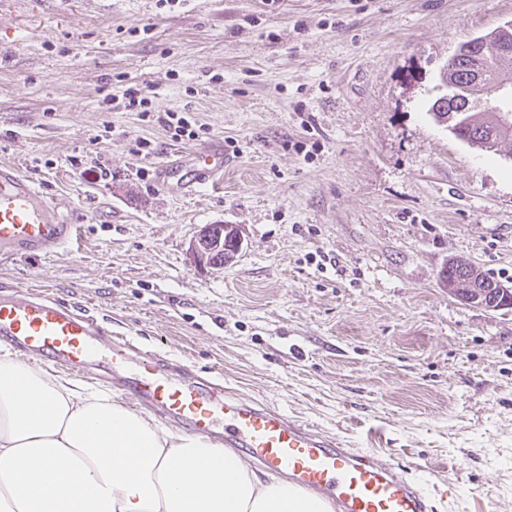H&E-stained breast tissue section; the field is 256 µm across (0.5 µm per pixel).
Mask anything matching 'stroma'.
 <instances>
[{
  "label": "stroma",
  "mask_w": 512,
  "mask_h": 512,
  "mask_svg": "<svg viewBox=\"0 0 512 512\" xmlns=\"http://www.w3.org/2000/svg\"><path fill=\"white\" fill-rule=\"evenodd\" d=\"M510 21L512 0H0V164L95 216L46 260L0 258V285L222 373L392 464L432 512H512V307L441 276L463 259L512 288V154L428 113L455 50ZM132 85L200 137L105 103ZM216 140L236 146L222 185L155 187ZM94 149L107 180L75 163ZM209 224L243 238L220 269L189 256Z\"/></svg>",
  "instance_id": "obj_1"
}]
</instances>
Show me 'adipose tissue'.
Instances as JSON below:
<instances>
[{"mask_svg":"<svg viewBox=\"0 0 512 512\" xmlns=\"http://www.w3.org/2000/svg\"><path fill=\"white\" fill-rule=\"evenodd\" d=\"M0 512H333L232 449L0 355Z\"/></svg>","mask_w":512,"mask_h":512,"instance_id":"1","label":"adipose tissue"}]
</instances>
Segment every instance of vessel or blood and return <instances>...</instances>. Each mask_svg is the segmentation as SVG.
<instances>
[{
  "instance_id": "vessel-or-blood-1",
  "label": "vessel or blood",
  "mask_w": 512,
  "mask_h": 512,
  "mask_svg": "<svg viewBox=\"0 0 512 512\" xmlns=\"http://www.w3.org/2000/svg\"><path fill=\"white\" fill-rule=\"evenodd\" d=\"M224 144L177 152L158 166V187L185 195L222 184ZM90 217L43 191L18 167L0 164V255L46 258L54 247L78 241ZM86 375L100 352L112 363L113 388L134 404L190 434L241 449L258 464L330 501L335 512H426L420 488L371 453L345 447L284 415L275 406L227 394L224 378L196 376L183 361L136 352L103 318L41 295H0V343Z\"/></svg>"
}]
</instances>
